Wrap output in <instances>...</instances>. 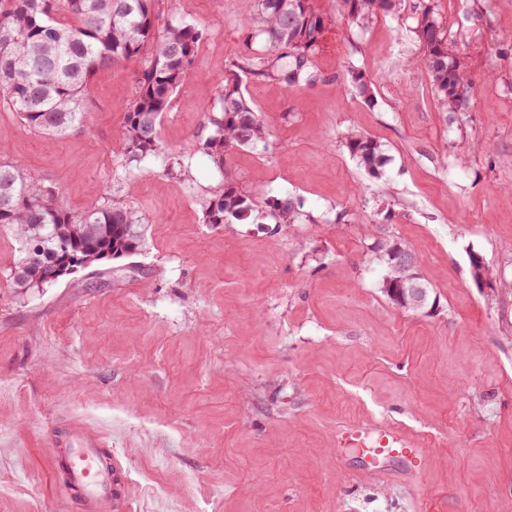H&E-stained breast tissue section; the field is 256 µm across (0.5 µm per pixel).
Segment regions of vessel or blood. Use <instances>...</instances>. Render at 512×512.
Listing matches in <instances>:
<instances>
[{"instance_id": "obj_1", "label": "vessel or blood", "mask_w": 512, "mask_h": 512, "mask_svg": "<svg viewBox=\"0 0 512 512\" xmlns=\"http://www.w3.org/2000/svg\"><path fill=\"white\" fill-rule=\"evenodd\" d=\"M387 445L378 449V460L367 470L378 481L390 476L389 465L399 462L403 484H414L428 464L430 450L419 439L402 434L399 428H381ZM63 455L50 456L47 467L64 471L66 479L59 487L63 498L77 496L81 512H113L117 490V453L112 441L97 426L86 421L67 424Z\"/></svg>"}]
</instances>
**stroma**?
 Here are the masks:
<instances>
[{"mask_svg":"<svg viewBox=\"0 0 512 512\" xmlns=\"http://www.w3.org/2000/svg\"><path fill=\"white\" fill-rule=\"evenodd\" d=\"M416 3L357 25L319 0L331 23L315 84L247 82L271 136L236 150L232 171L255 199H302L301 224L203 221L223 186L203 112L248 47L257 0L181 2L208 37L160 122L180 173L124 165L134 63L96 74L77 135L25 129L0 102V161L24 162L77 211L113 195L143 230L138 255L20 290V244L0 229V512H76L46 466L65 413L111 433L136 485L116 512H157L148 463L164 465L173 512H512V0L481 16L473 0H435L475 83L464 114L441 111L415 65ZM351 132L384 144L378 175L343 147ZM384 238L418 252L433 307L386 299L368 251ZM474 255L493 288L475 282ZM350 421L431 437L420 483L374 481L362 454L337 453Z\"/></svg>","mask_w":512,"mask_h":512,"instance_id":"35a3bbf8","label":"stroma"}]
</instances>
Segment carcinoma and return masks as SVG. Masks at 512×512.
Segmentation results:
<instances>
[{"label":"carcinoma","mask_w":512,"mask_h":512,"mask_svg":"<svg viewBox=\"0 0 512 512\" xmlns=\"http://www.w3.org/2000/svg\"><path fill=\"white\" fill-rule=\"evenodd\" d=\"M165 8L157 7L158 3ZM317 0H258L245 41L260 37L262 53L244 52L231 60L216 102L205 112L211 129L202 150L224 177V187L206 201L205 224H299L301 200L284 195L258 201L244 192L228 171L236 149L268 141L269 128L246 99L243 80L275 79L291 87L314 82L312 55L327 29ZM352 23H367L388 13L393 0H336ZM180 0H0V100L20 123L41 134L68 136L84 123V102L96 73L133 62L134 92L122 120L125 166L164 153L159 125L173 94L193 75L199 45L207 33L177 18ZM413 33L440 108L469 111L474 83L448 47L447 28L432 5L415 11ZM344 147L369 173L384 162L383 144L365 134L344 137ZM0 228L19 241L21 256L11 270L15 288H49L42 280L51 269L78 273L103 259L131 257L141 246V217L110 198L75 212L57 187L21 161L0 163ZM371 248L385 266L382 292L398 306L405 283L394 269L391 247Z\"/></svg>","instance_id":"1"}]
</instances>
